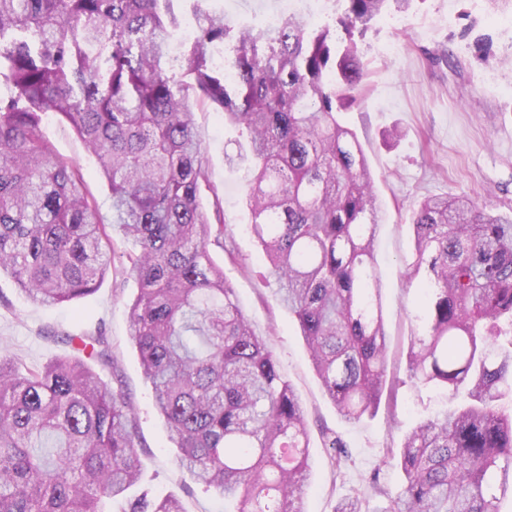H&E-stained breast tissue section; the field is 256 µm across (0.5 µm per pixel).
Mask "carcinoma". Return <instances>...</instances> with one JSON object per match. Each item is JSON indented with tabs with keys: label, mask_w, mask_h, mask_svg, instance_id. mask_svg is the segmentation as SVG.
I'll return each instance as SVG.
<instances>
[{
	"label": "carcinoma",
	"mask_w": 512,
	"mask_h": 512,
	"mask_svg": "<svg viewBox=\"0 0 512 512\" xmlns=\"http://www.w3.org/2000/svg\"><path fill=\"white\" fill-rule=\"evenodd\" d=\"M0 0V274L28 300L82 298L112 273L134 278L130 336L180 462L234 512H305L309 429L267 337L242 311L212 254L236 260L196 115L208 105L246 136L250 230L281 305L299 326L343 418L377 412L387 389L375 239L378 204L363 147L338 114L361 95L357 39L388 7L344 0L338 25L291 16L264 30L191 0ZM228 48L236 79L213 51ZM66 120L111 188L105 216L81 169L61 156L43 116ZM212 198V210L204 199ZM407 287L420 300L408 379L448 393L398 452L394 492L372 486L333 512H500L512 468V211L470 196L413 210ZM74 355L28 367L0 352V512H105L140 478L138 416L105 331L68 336ZM336 473L350 455L321 430ZM126 512H184L175 497Z\"/></svg>",
	"instance_id": "cac0c4a2"
}]
</instances>
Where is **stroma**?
Here are the masks:
<instances>
[{
    "instance_id": "obj_1",
    "label": "stroma",
    "mask_w": 512,
    "mask_h": 512,
    "mask_svg": "<svg viewBox=\"0 0 512 512\" xmlns=\"http://www.w3.org/2000/svg\"><path fill=\"white\" fill-rule=\"evenodd\" d=\"M404 17L407 26L394 28L383 19L359 40L367 65L363 92L358 105L339 115L361 142L377 191L375 246L388 336L387 375L393 386L377 413L360 423H349L337 412L313 370L295 319L279 304L274 282L261 278L267 258L248 231L247 164L226 161L237 152V129L218 113L197 115L226 231L238 252L237 261L222 254L215 260L255 330L269 337L310 429L305 512H332L340 498L368 492L374 476L384 488L396 490L402 472L385 463L387 449L399 448L420 420L448 406L444 394L418 393L408 382L417 294L406 287L402 272L413 250V209L428 195L465 192L499 211L512 210V93L503 91L512 85V53L506 50L512 36L498 27L486 0H414ZM388 39L401 43L398 57L370 53L372 43ZM43 126L58 153L80 166L102 212H109L110 190L96 158L60 116L46 115ZM136 294L135 280L111 275L90 295L38 307L8 275H1L0 350L27 365H41L71 355L65 336L105 327L118 369L102 367L98 373L106 381L120 375L139 417L144 469L130 497L154 500L173 494L185 512H225L223 498L197 484L180 464L171 433L154 407L129 336V305ZM325 427L339 433L350 452L342 471H335L321 444Z\"/></svg>"
}]
</instances>
